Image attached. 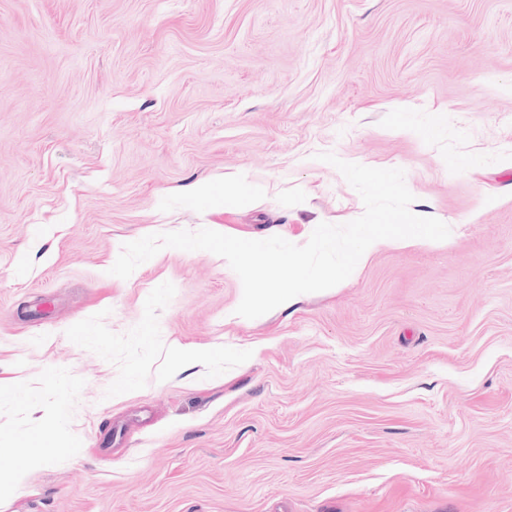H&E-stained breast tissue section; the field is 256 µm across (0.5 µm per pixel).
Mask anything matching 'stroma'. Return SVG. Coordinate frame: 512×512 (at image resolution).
<instances>
[{
  "instance_id": "stroma-1",
  "label": "stroma",
  "mask_w": 512,
  "mask_h": 512,
  "mask_svg": "<svg viewBox=\"0 0 512 512\" xmlns=\"http://www.w3.org/2000/svg\"><path fill=\"white\" fill-rule=\"evenodd\" d=\"M320 152L447 244L255 319L208 251L110 275L358 218ZM0 382V468L57 442L0 512H512V0H0Z\"/></svg>"
}]
</instances>
